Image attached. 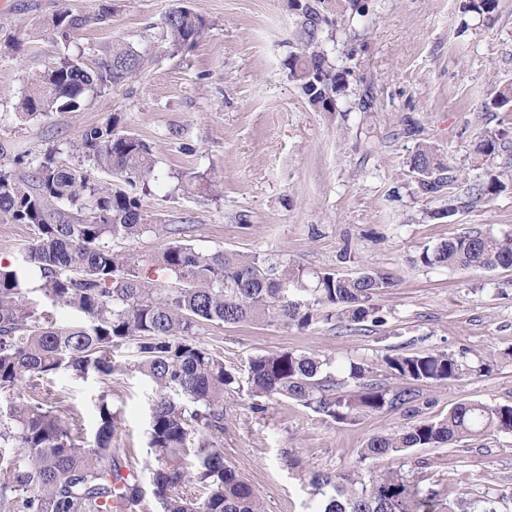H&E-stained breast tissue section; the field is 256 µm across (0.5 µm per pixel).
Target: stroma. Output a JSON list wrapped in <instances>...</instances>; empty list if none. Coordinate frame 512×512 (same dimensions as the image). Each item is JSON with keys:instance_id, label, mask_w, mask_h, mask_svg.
Returning a JSON list of instances; mask_svg holds the SVG:
<instances>
[{"instance_id": "obj_1", "label": "stroma", "mask_w": 512, "mask_h": 512, "mask_svg": "<svg viewBox=\"0 0 512 512\" xmlns=\"http://www.w3.org/2000/svg\"><path fill=\"white\" fill-rule=\"evenodd\" d=\"M468 2L368 0L367 13L324 45L347 87L335 111L320 112L289 77L296 30L289 0H187L211 28L179 52L169 50L163 28L177 0H0V47L18 44L0 58V162L77 142L87 127L119 116L120 130L150 145L161 173L141 198L143 210L157 223L181 226L183 242L342 276L369 269L394 283L377 299L379 327L203 325L199 341L226 366L288 350L378 369L387 354L438 350L489 370L445 386L420 384L424 416L443 417L461 402L512 404V267L478 272L419 261L423 249L463 232L512 236V110L487 107L512 84V0H498L489 15L468 10ZM104 5L112 17L100 23ZM64 8L84 19L66 47L49 26ZM115 42L143 57L136 78L86 95L72 112L16 117L27 78L62 50L90 65ZM488 136L500 146L484 156L478 146ZM421 145L433 146L451 168L449 192H419L411 159ZM492 175L505 190L464 207L467 188ZM52 390L89 439L100 424L98 402L107 399L118 416L112 445L151 491V383L135 372L108 383L61 372ZM409 422L389 411L333 423L289 399L257 412L244 397L228 409L219 446L265 512H316L311 472L373 469L359 462L360 448ZM404 469L422 487L492 499L497 512H512V434L415 448Z\"/></svg>"}]
</instances>
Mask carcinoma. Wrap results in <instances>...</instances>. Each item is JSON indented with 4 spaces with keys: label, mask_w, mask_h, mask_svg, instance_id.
Wrapping results in <instances>:
<instances>
[{
    "label": "carcinoma",
    "mask_w": 512,
    "mask_h": 512,
    "mask_svg": "<svg viewBox=\"0 0 512 512\" xmlns=\"http://www.w3.org/2000/svg\"><path fill=\"white\" fill-rule=\"evenodd\" d=\"M328 4L290 2L297 12V47L288 69L311 105L334 112L346 83L329 65L324 42L347 11L360 15L366 6L365 0H338L331 18ZM84 23L68 9L51 19L65 45ZM163 25L176 51L192 48L209 31L207 20L184 4L171 9ZM142 64L126 43L102 49L91 66L66 53L27 82L17 115L34 119L75 111L87 94L112 91ZM118 125L112 116L86 128L78 144L46 149L28 174L0 165V224L36 230L17 264L0 266V390L28 383V397L0 415V512H112L114 501L123 512H150L133 470L122 473L125 463L112 448L117 416L106 399L99 401L100 425L91 441L75 420L61 415V401L50 388L61 369L82 378L129 370L151 382L155 397L147 438L160 512H264L255 490L215 444L224 432L227 402L237 397L247 395L255 411L265 409V400L291 399L338 423L385 411L415 417V385H445L487 370L485 363L474 365L444 351L393 353L383 357L380 375L350 363L347 379L356 390L344 394L336 391L329 371L335 360L316 352L270 351L248 358L239 370L227 368L221 355L194 339L201 325L378 326L384 319L375 299L393 282L368 269L351 277L319 272L309 279L301 267L257 253L195 250L176 239L180 229L161 227L142 210L141 195L159 173L150 146ZM411 166L427 172L418 182L427 196L455 182L432 146L419 147ZM90 169L117 179L119 186H102ZM503 189L492 177L470 201H488ZM159 231L175 240L157 252L130 256L112 250L114 239ZM420 261L485 272L509 268L512 237L465 233L425 249ZM28 267L39 273L38 290L51 306L76 312L78 321L62 322L20 303ZM157 271L169 275L172 285L157 283ZM120 346L131 352L124 363L111 358ZM491 432L512 433V405L460 403L442 418L374 435L359 450L358 465L310 474L321 496L318 512H437L440 492L420 488L402 468L364 474L359 464L402 460L414 448L449 446ZM3 448L15 452L5 456Z\"/></svg>",
    "instance_id": "carcinoma-1"
}]
</instances>
